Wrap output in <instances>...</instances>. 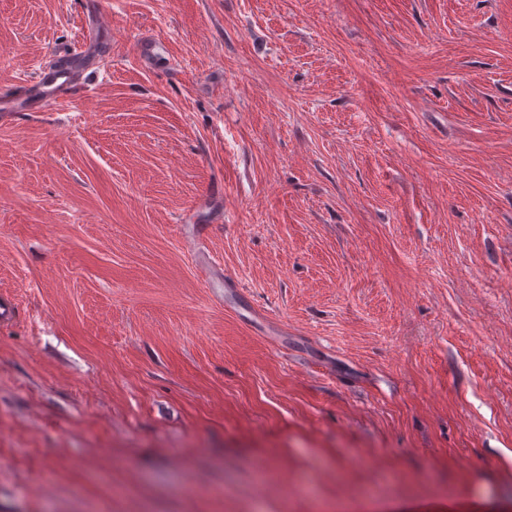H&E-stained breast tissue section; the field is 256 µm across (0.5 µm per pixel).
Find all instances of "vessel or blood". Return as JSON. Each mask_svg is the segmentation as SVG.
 <instances>
[{
	"label": "vessel or blood",
	"instance_id": "b4317fda",
	"mask_svg": "<svg viewBox=\"0 0 512 512\" xmlns=\"http://www.w3.org/2000/svg\"><path fill=\"white\" fill-rule=\"evenodd\" d=\"M76 64L66 68L39 66L34 78L19 84L13 92L0 93V121H7L13 113L44 112L50 106L74 97L82 86L81 73L93 63L88 46H81Z\"/></svg>",
	"mask_w": 512,
	"mask_h": 512
}]
</instances>
